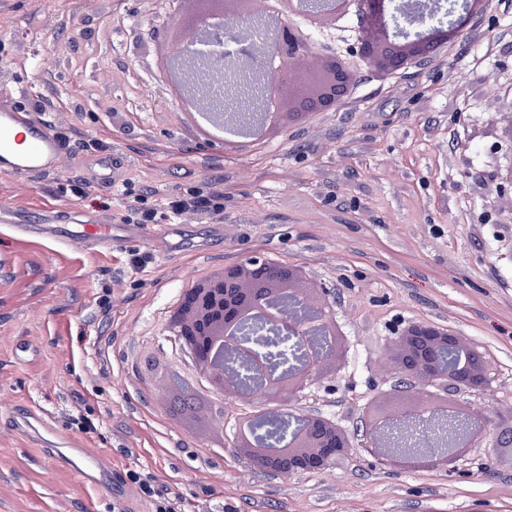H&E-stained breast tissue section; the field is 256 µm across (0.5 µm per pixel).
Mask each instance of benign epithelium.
Instances as JSON below:
<instances>
[{
    "label": "benign epithelium",
    "instance_id": "obj_1",
    "mask_svg": "<svg viewBox=\"0 0 512 512\" xmlns=\"http://www.w3.org/2000/svg\"><path fill=\"white\" fill-rule=\"evenodd\" d=\"M471 3L467 0L450 23L434 34L430 29L407 31L394 23L398 12L411 26L424 14L406 11L403 0H279V8L259 17L252 13L250 0H170L177 38L165 59L182 87V100L219 127L224 126L226 112L213 92L223 87L224 65L247 62V74L259 87L263 106L239 123L262 135L272 105L282 101L299 111L326 112L336 108L349 86L348 72L335 68L329 88L319 95L312 93L315 76L308 60L316 47L294 18L319 30L355 8L360 31L347 49L348 56L393 72L429 54L436 38H457L469 22ZM223 18L261 21L269 33L268 42L258 49L242 35L235 55H218L202 65L192 47L223 41V26L211 23ZM243 264L261 279L278 276L284 284L239 291L226 276L211 285L212 299L185 293L181 304L210 305L212 315L223 323V334L215 337L203 325L176 322L170 323V332L188 348L192 362L206 369L204 379L216 396L210 416L217 424H233L232 447L264 449L261 459H248L250 464L283 477L322 472L358 447L387 468L447 469L456 467L471 449L494 441L497 427L484 410L460 399L491 387L485 356L464 347L454 336L436 335V327L429 324L416 335L403 337L401 358H395L391 347L383 350L380 371L395 382L385 391L386 399L359 415L358 433L335 431L328 426V418L303 410L300 402L307 390L314 386L335 390V374L348 348L330 290L321 283L297 288L290 268L275 269L260 256H250ZM257 325L297 340L296 361L284 375L270 374L269 359L253 346L250 332ZM281 419L296 422L286 439L288 447L304 440L314 443L313 450L285 455L279 448L264 447L258 428Z\"/></svg>",
    "mask_w": 512,
    "mask_h": 512
}]
</instances>
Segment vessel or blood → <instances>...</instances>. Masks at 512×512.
Returning a JSON list of instances; mask_svg holds the SVG:
<instances>
[{
	"instance_id": "b4317fda",
	"label": "vessel or blood",
	"mask_w": 512,
	"mask_h": 512,
	"mask_svg": "<svg viewBox=\"0 0 512 512\" xmlns=\"http://www.w3.org/2000/svg\"><path fill=\"white\" fill-rule=\"evenodd\" d=\"M64 153L62 141L46 121L17 109L12 103L0 101L1 174L17 178L55 174L63 168ZM0 224L10 225L22 237H46L60 245L81 249L101 244L117 246L137 237L135 228L129 225L80 222L72 215L62 220L51 214L42 222L34 223L29 212L8 204L0 205ZM54 458L57 464L94 483L105 494H112L110 471L96 453L86 448H73L55 453Z\"/></svg>"
}]
</instances>
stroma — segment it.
<instances>
[{"label": "stroma", "mask_w": 512, "mask_h": 512, "mask_svg": "<svg viewBox=\"0 0 512 512\" xmlns=\"http://www.w3.org/2000/svg\"><path fill=\"white\" fill-rule=\"evenodd\" d=\"M0 9V95L70 140L71 163L29 183L0 175V203L118 217L129 195L149 204L195 186L224 194V221L188 222L153 243L144 267L127 247L63 248L0 224V512H152L57 466L12 425L33 408L93 448L121 485L149 471L183 512H512V435L457 469L399 473L355 452L324 472L254 469L229 428L200 435L157 388L164 370L195 369L170 336L183 291L217 267L260 254L331 288L349 347L336 390L302 409L353 428L381 390L376 368L393 324L432 322L481 349L493 383L473 404L512 425V201L498 199L497 147L512 113V0L471 18L463 35L417 66L356 65L353 94L329 112L258 142L196 132L158 72L174 20L167 0H16ZM97 141L104 152L87 149ZM116 182L100 185L101 155ZM91 182L62 193L65 179ZM90 419L95 432L82 429Z\"/></svg>", "instance_id": "stroma-1"}]
</instances>
